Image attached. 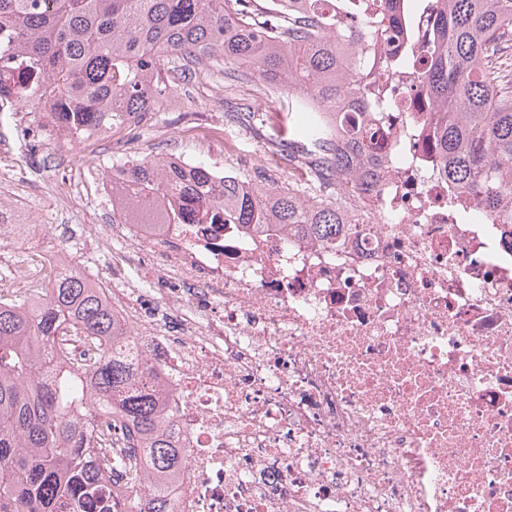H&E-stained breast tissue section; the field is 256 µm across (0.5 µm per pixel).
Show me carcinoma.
I'll use <instances>...</instances> for the list:
<instances>
[{
    "label": "carcinoma",
    "instance_id": "1",
    "mask_svg": "<svg viewBox=\"0 0 512 512\" xmlns=\"http://www.w3.org/2000/svg\"><path fill=\"white\" fill-rule=\"evenodd\" d=\"M255 0H0V103L45 114L76 140L159 109L168 79L224 64L227 84L256 77L297 91L316 109L305 143L310 184L331 186L370 154L363 113L386 67L372 54L369 0L336 19V0H288V11ZM436 42L424 73L438 114L435 146L448 180L481 193L482 210L512 194V0H440ZM414 0H382L380 18L397 27ZM359 47L360 62L343 57ZM229 119L259 120L250 103ZM344 145L337 147L336 138ZM214 170L147 157L112 169L118 220L137 224H279L331 245L352 230L343 203L305 205L293 184L224 180ZM78 338L98 346L76 369L59 355ZM131 352L114 306L70 264L34 303L0 293V512H139L144 470L154 477L147 512H173L167 490L180 480L179 449L164 429L163 390ZM112 496L104 497L108 476Z\"/></svg>",
    "mask_w": 512,
    "mask_h": 512
}]
</instances>
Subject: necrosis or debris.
Masks as SVG:
<instances>
[{"label": "necrosis or debris", "instance_id": "4bbe7bcc", "mask_svg": "<svg viewBox=\"0 0 512 512\" xmlns=\"http://www.w3.org/2000/svg\"><path fill=\"white\" fill-rule=\"evenodd\" d=\"M436 0L375 51V174L326 246L280 225L59 224L0 289L36 299L70 250L112 247L103 293L164 385L174 512H512V200L484 223L435 154L421 80Z\"/></svg>", "mask_w": 512, "mask_h": 512}]
</instances>
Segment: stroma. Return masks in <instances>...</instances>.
I'll return each instance as SVG.
<instances>
[{
	"mask_svg": "<svg viewBox=\"0 0 512 512\" xmlns=\"http://www.w3.org/2000/svg\"><path fill=\"white\" fill-rule=\"evenodd\" d=\"M163 106L143 120H131L76 144L62 153L42 131L39 113L15 106L0 108V155L9 154V167L0 166V199L28 210L21 251L37 254L54 246L57 224H83L88 219L108 224L112 210L101 186L108 169L146 156L191 155L210 166L234 167L248 177L264 174L267 181H299V169L275 165V156L288 150L275 137L276 128L298 125L302 117L286 94L255 80L227 88L219 67H207L187 88H174ZM252 101L264 115L262 130L243 129L229 121L230 104Z\"/></svg>",
	"mask_w": 512,
	"mask_h": 512,
	"instance_id": "stroma-1",
	"label": "stroma"
}]
</instances>
